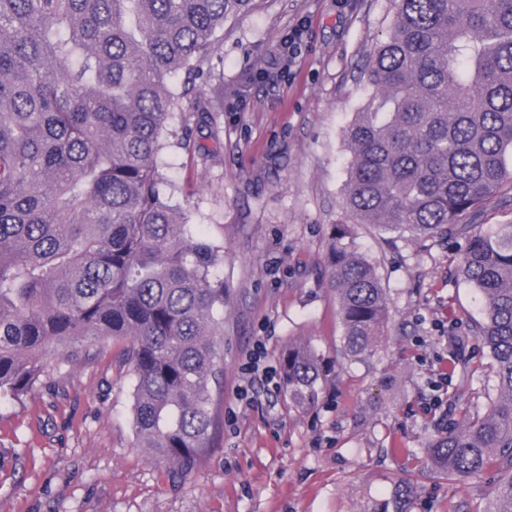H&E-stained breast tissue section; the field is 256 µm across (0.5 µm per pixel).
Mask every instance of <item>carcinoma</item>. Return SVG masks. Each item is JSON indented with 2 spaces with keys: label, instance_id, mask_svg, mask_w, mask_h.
Segmentation results:
<instances>
[{
  "label": "carcinoma",
  "instance_id": "carcinoma-1",
  "mask_svg": "<svg viewBox=\"0 0 512 512\" xmlns=\"http://www.w3.org/2000/svg\"><path fill=\"white\" fill-rule=\"evenodd\" d=\"M371 53L372 93L344 130V219L330 286L354 357L385 335L375 263L343 243L353 224L465 241L459 275L483 318L472 331L495 383L482 413L428 445L437 473L502 475L485 512H512V0H391ZM253 0H0V403H22L51 362L84 343L127 342L133 447L184 472L210 447L224 377V246L187 224L161 155L189 148L177 111H209L180 71L209 69L224 21ZM288 395L311 405L323 373L292 345ZM408 483L393 512H407Z\"/></svg>",
  "mask_w": 512,
  "mask_h": 512
}]
</instances>
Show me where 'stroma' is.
<instances>
[{"label":"stroma","mask_w":512,"mask_h":512,"mask_svg":"<svg viewBox=\"0 0 512 512\" xmlns=\"http://www.w3.org/2000/svg\"><path fill=\"white\" fill-rule=\"evenodd\" d=\"M393 17L391 0H255L225 21L211 74L196 81L211 120L175 113L172 129L190 126L193 148L162 156L167 192L224 247L211 446L173 474L133 448L125 343H96L76 367L49 365L24 403L0 407V512H379L402 479L417 489L410 512H483L497 471L451 480L425 454L438 429L486 403L491 359L470 331L481 300L456 274L459 245L353 226L348 245L376 263L390 306L367 356L346 355L327 281L344 130ZM297 27L291 60L283 41ZM299 343L325 377L304 408L279 376Z\"/></svg>","instance_id":"1"}]
</instances>
